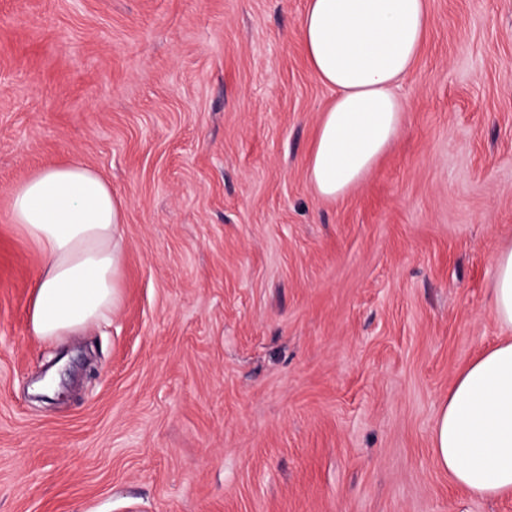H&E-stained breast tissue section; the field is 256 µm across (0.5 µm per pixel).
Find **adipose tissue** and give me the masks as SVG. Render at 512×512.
Wrapping results in <instances>:
<instances>
[{"instance_id": "obj_1", "label": "adipose tissue", "mask_w": 512, "mask_h": 512, "mask_svg": "<svg viewBox=\"0 0 512 512\" xmlns=\"http://www.w3.org/2000/svg\"><path fill=\"white\" fill-rule=\"evenodd\" d=\"M427 0H307L299 35L311 73L333 92L323 110L308 176L322 198L360 187L398 136V93L421 50ZM127 203L78 160L29 174L10 217L42 264L29 308L39 341L78 335L120 300ZM495 319L512 331V244L498 252L490 288ZM438 468L473 495L512 496V335L455 379L435 418Z\"/></svg>"}]
</instances>
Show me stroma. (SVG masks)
Instances as JSON below:
<instances>
[{
	"mask_svg": "<svg viewBox=\"0 0 512 512\" xmlns=\"http://www.w3.org/2000/svg\"><path fill=\"white\" fill-rule=\"evenodd\" d=\"M306 0H0V512H512L440 472L459 372L512 332V0H428L400 135L329 201ZM127 202L109 323L31 337L10 221L70 159ZM490 309L503 327L512 330V244L501 248L495 258Z\"/></svg>",
	"mask_w": 512,
	"mask_h": 512,
	"instance_id": "stroma-1",
	"label": "stroma"
}]
</instances>
